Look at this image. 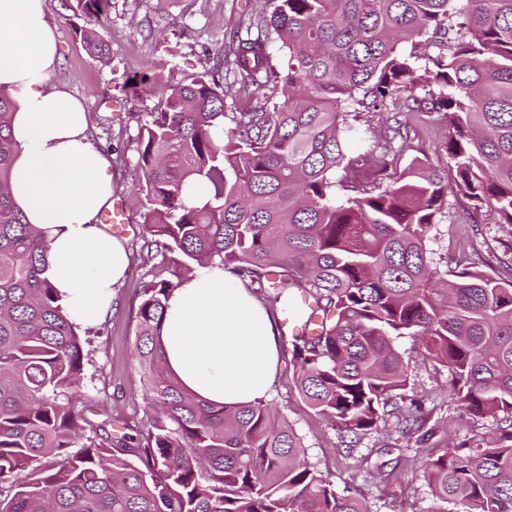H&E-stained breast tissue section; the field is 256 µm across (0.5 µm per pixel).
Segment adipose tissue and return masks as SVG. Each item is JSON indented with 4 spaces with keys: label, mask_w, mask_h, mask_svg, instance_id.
I'll return each mask as SVG.
<instances>
[{
    "label": "adipose tissue",
    "mask_w": 512,
    "mask_h": 512,
    "mask_svg": "<svg viewBox=\"0 0 512 512\" xmlns=\"http://www.w3.org/2000/svg\"><path fill=\"white\" fill-rule=\"evenodd\" d=\"M59 61L47 0H0V90L13 101L11 191L45 235L49 278L69 318L97 321L126 276L130 255L97 222L112 167L87 134L82 103L51 82ZM160 340L183 388L227 407L268 399L279 331L246 283L214 265L168 300Z\"/></svg>",
    "instance_id": "1"
}]
</instances>
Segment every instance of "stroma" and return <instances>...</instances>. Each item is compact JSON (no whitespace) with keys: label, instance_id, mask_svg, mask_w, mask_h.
<instances>
[{"label":"stroma","instance_id":"obj_1","mask_svg":"<svg viewBox=\"0 0 512 512\" xmlns=\"http://www.w3.org/2000/svg\"><path fill=\"white\" fill-rule=\"evenodd\" d=\"M260 5V0H111L102 31L110 47L104 63L89 57L75 35L82 18L58 5L50 9L60 57L51 80L84 104L88 133L111 158L112 199L122 204L126 220L120 239L132 256L124 281L113 290L111 308L88 328L84 372L74 394L94 411L127 423L136 434L147 427V404L134 355L137 307L145 285L161 269L157 258L142 248L148 202L135 184L140 130L158 96L135 95L132 81L154 66L163 68L174 82L211 69L223 50L225 33L245 24L249 11ZM410 122L413 133L403 164L424 159L447 167L442 150L447 123L435 114L416 115ZM386 136L381 115L367 114L349 137V157L379 152ZM428 236L427 246L435 254L463 249L479 265L502 257L512 246V226L505 224L445 219ZM395 345L409 361L406 394L422 405L426 422L421 432L402 434L393 410L353 452H346L337 430L300 396L285 334L280 337L278 379L269 400L302 435L310 461L336 488H357L369 512H431L434 502L424 478L425 455L495 431L497 423L491 418L473 420L449 400L448 369L424 359L418 340L401 336Z\"/></svg>","mask_w":512,"mask_h":512}]
</instances>
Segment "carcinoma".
Listing matches in <instances>:
<instances>
[{
  "mask_svg": "<svg viewBox=\"0 0 512 512\" xmlns=\"http://www.w3.org/2000/svg\"><path fill=\"white\" fill-rule=\"evenodd\" d=\"M87 52L104 63L110 0H70ZM425 41L427 63L399 50ZM215 70L165 85L140 133L143 248L170 278L138 305L135 350L151 417L141 438L112 434L70 393L83 373L78 325L47 272V246L9 187L12 99L0 90V512H368L308 460L303 437L267 402L218 406L167 373L159 340L167 301L188 273L219 263L277 306L291 337L296 384L347 449L374 430L408 384L396 336L421 338L448 368V397L472 419L500 418L428 454L438 504L512 512V265L473 270L465 253L426 247L446 217L512 225V0H265L224 43ZM243 112H226L224 89ZM364 112L392 138L371 168L349 159L346 133ZM448 124V169H399L411 127ZM239 128L224 143V118ZM348 170L352 195L333 198ZM453 177H448V173ZM459 209L452 210L448 195ZM453 279L438 276L437 263ZM422 407L399 423L412 434ZM25 473L17 480L18 473Z\"/></svg>",
  "mask_w": 512,
  "mask_h": 512,
  "instance_id": "cac0c4a2",
  "label": "carcinoma"
}]
</instances>
